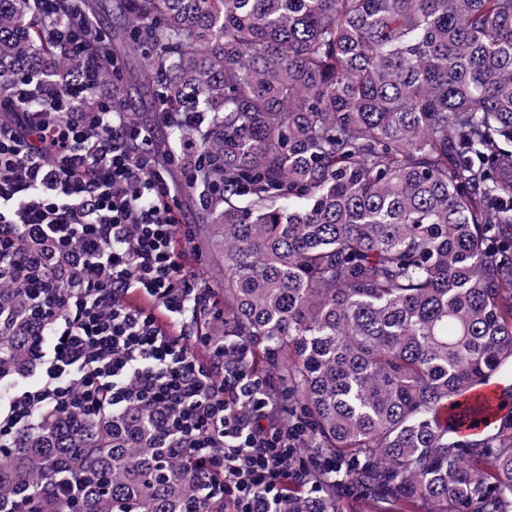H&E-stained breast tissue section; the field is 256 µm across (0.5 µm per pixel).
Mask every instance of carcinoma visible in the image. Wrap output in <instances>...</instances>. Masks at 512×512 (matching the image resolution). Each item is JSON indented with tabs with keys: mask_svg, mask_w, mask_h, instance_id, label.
Segmentation results:
<instances>
[{
	"mask_svg": "<svg viewBox=\"0 0 512 512\" xmlns=\"http://www.w3.org/2000/svg\"><path fill=\"white\" fill-rule=\"evenodd\" d=\"M115 7L123 34L75 57L32 0H0V91L146 57L170 114L156 150L224 239L210 335L242 339L291 396L288 428L336 459L288 512H338L348 488L374 512H512V414L483 399L512 370V0ZM58 8L79 25L99 3ZM26 305L0 285V376L33 366ZM156 420L45 413L0 447V512H194L206 490Z\"/></svg>",
	"mask_w": 512,
	"mask_h": 512,
	"instance_id": "carcinoma-1",
	"label": "carcinoma"
}]
</instances>
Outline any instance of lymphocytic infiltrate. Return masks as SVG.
<instances>
[{"instance_id": "f902f5d3", "label": "lymphocytic infiltrate", "mask_w": 512, "mask_h": 512, "mask_svg": "<svg viewBox=\"0 0 512 512\" xmlns=\"http://www.w3.org/2000/svg\"><path fill=\"white\" fill-rule=\"evenodd\" d=\"M82 109L36 75L0 101V283L36 307L41 382L0 391V447L48 407L95 415L157 409L173 456L204 479L224 512H283L288 489L314 490L333 459L296 447L286 405L243 367L242 343L212 342L224 316L187 260L193 238L154 150L110 85L87 72ZM40 100L38 112L24 111Z\"/></svg>"}]
</instances>
